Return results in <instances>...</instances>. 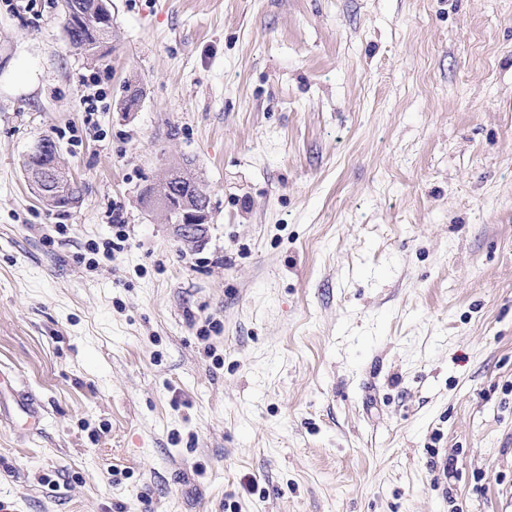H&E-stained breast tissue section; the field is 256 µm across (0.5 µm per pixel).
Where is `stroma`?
<instances>
[{
    "instance_id": "1",
    "label": "stroma",
    "mask_w": 512,
    "mask_h": 512,
    "mask_svg": "<svg viewBox=\"0 0 512 512\" xmlns=\"http://www.w3.org/2000/svg\"><path fill=\"white\" fill-rule=\"evenodd\" d=\"M111 11L0 0V506L512 512V0ZM70 4L66 6V14L67 19H70L71 16L74 13H77L79 10L78 2L81 3V11L82 15L76 19V25H75V34H78L77 32H81L85 35V39L90 43L93 44L91 48H89L90 52L93 54L94 50L97 49V54L100 51L101 48H99L98 44H96V37L95 32L97 31V28L102 25V18L99 15V12L103 11V16L106 17L108 20V26L105 27L103 31V39L109 40L112 37V12L109 8L108 1H102L101 7L96 3V0H80L77 2H72L74 0H70ZM79 31H78V30ZM96 54L90 55L95 56ZM49 152H52V163L43 167L33 165L29 172H26V175L32 184L42 189L39 192L44 196L46 195L52 202L57 198L66 196L70 200L68 207L75 206L77 202L70 199L71 192L68 191V186L64 185L63 177L59 175V171L56 169L57 150L51 145V141L44 138L39 140L27 154V157L33 161L37 158H44ZM53 186L55 187L53 188ZM48 199L45 200L48 202ZM179 172L171 170L149 188L148 196L167 223L175 224L179 234L190 241L203 224L210 223L209 196L200 180L185 185Z\"/></svg>"
}]
</instances>
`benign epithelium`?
<instances>
[{"label":"benign epithelium","instance_id":"obj_1","mask_svg":"<svg viewBox=\"0 0 512 512\" xmlns=\"http://www.w3.org/2000/svg\"><path fill=\"white\" fill-rule=\"evenodd\" d=\"M27 177L41 188V194L52 201L70 196L55 162L43 167L33 166ZM148 196L167 223L175 225L179 234L188 241L194 239L196 231L210 221L209 196L202 182L196 179L189 184L183 183L177 169L149 188Z\"/></svg>","mask_w":512,"mask_h":512}]
</instances>
